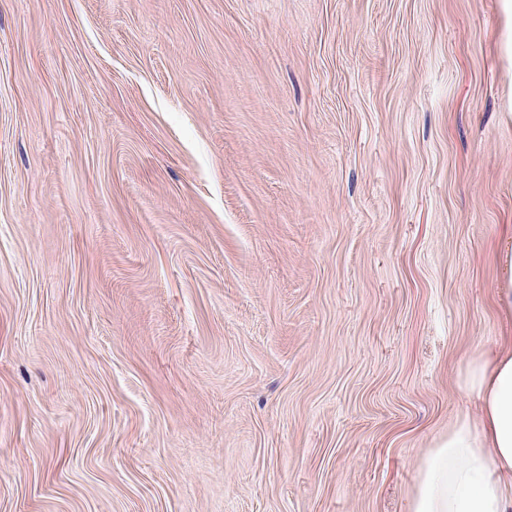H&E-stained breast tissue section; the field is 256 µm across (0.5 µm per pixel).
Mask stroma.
<instances>
[{
    "instance_id": "stroma-1",
    "label": "stroma",
    "mask_w": 512,
    "mask_h": 512,
    "mask_svg": "<svg viewBox=\"0 0 512 512\" xmlns=\"http://www.w3.org/2000/svg\"><path fill=\"white\" fill-rule=\"evenodd\" d=\"M512 235V0H0V512H408Z\"/></svg>"
}]
</instances>
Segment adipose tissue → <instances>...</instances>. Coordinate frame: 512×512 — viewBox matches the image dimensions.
Here are the masks:
<instances>
[{"label": "adipose tissue", "mask_w": 512, "mask_h": 512, "mask_svg": "<svg viewBox=\"0 0 512 512\" xmlns=\"http://www.w3.org/2000/svg\"><path fill=\"white\" fill-rule=\"evenodd\" d=\"M461 416L423 459L410 512H512V336L475 350L457 378Z\"/></svg>", "instance_id": "1"}]
</instances>
